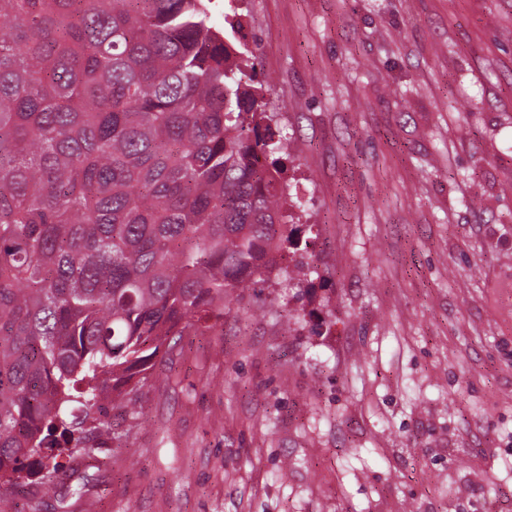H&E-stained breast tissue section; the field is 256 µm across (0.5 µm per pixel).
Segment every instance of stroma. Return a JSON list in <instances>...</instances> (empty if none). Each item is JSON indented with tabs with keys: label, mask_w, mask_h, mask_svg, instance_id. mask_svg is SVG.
Wrapping results in <instances>:
<instances>
[{
	"label": "stroma",
	"mask_w": 512,
	"mask_h": 512,
	"mask_svg": "<svg viewBox=\"0 0 512 512\" xmlns=\"http://www.w3.org/2000/svg\"><path fill=\"white\" fill-rule=\"evenodd\" d=\"M228 13L318 271L183 336L64 467L96 512H512V0Z\"/></svg>",
	"instance_id": "35a3bbf8"
}]
</instances>
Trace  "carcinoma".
Masks as SVG:
<instances>
[{
  "instance_id": "obj_1",
  "label": "carcinoma",
  "mask_w": 512,
  "mask_h": 512,
  "mask_svg": "<svg viewBox=\"0 0 512 512\" xmlns=\"http://www.w3.org/2000/svg\"><path fill=\"white\" fill-rule=\"evenodd\" d=\"M212 0H0V494L54 493L153 369L301 250Z\"/></svg>"
}]
</instances>
